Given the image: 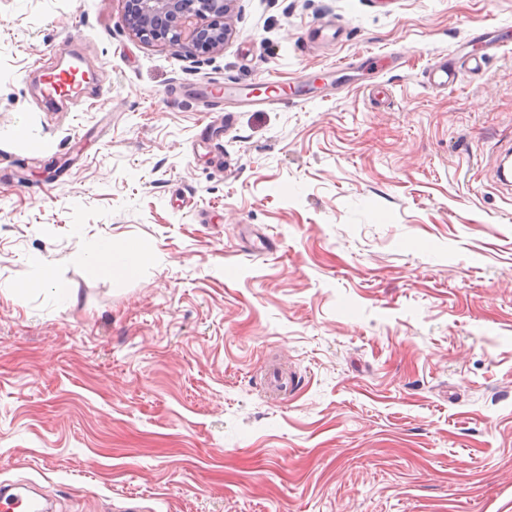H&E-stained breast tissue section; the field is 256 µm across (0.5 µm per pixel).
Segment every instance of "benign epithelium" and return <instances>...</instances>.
Instances as JSON below:
<instances>
[{
    "instance_id": "benign-epithelium-1",
    "label": "benign epithelium",
    "mask_w": 512,
    "mask_h": 512,
    "mask_svg": "<svg viewBox=\"0 0 512 512\" xmlns=\"http://www.w3.org/2000/svg\"><path fill=\"white\" fill-rule=\"evenodd\" d=\"M236 0H126L123 25L145 44L179 46L188 40L191 51L213 53L233 33Z\"/></svg>"
}]
</instances>
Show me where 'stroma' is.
<instances>
[{"label":"stroma","instance_id":"stroma-1","mask_svg":"<svg viewBox=\"0 0 512 512\" xmlns=\"http://www.w3.org/2000/svg\"><path fill=\"white\" fill-rule=\"evenodd\" d=\"M124 0H0V486L52 512H512V0H237L203 57ZM99 84L41 102L72 34ZM312 82L248 106L213 86ZM150 253L116 280L101 241ZM292 381L265 383L270 364ZM458 77L459 68L456 67V63L448 65V61L436 62L426 72L427 83L438 88H452Z\"/></svg>","mask_w":512,"mask_h":512}]
</instances>
